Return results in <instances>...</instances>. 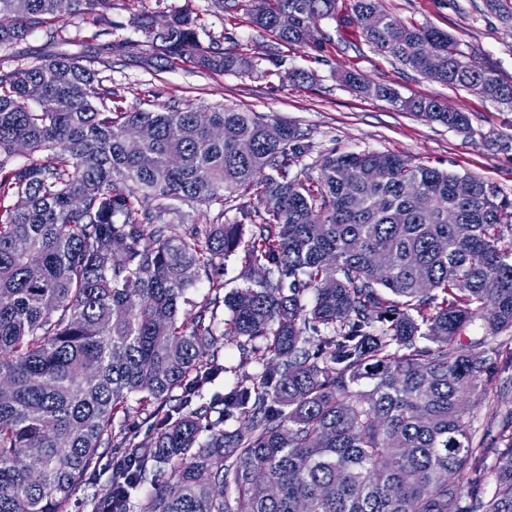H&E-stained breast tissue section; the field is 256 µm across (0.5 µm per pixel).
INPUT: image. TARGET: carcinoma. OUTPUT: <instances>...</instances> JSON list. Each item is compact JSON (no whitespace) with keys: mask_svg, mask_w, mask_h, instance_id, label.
<instances>
[{"mask_svg":"<svg viewBox=\"0 0 512 512\" xmlns=\"http://www.w3.org/2000/svg\"><path fill=\"white\" fill-rule=\"evenodd\" d=\"M336 3L251 0L250 20L302 45L309 27L336 19ZM111 9L0 0V49L50 19L110 25ZM373 11L386 19L379 31L364 23ZM350 19L402 65L512 110V75L470 68L450 34L406 25L382 0H352ZM139 30L127 50L147 67L248 66L204 46L186 11ZM111 55L98 43L0 75V512H68L114 443L123 466L90 495L93 512H130L146 482L139 512H512V434L489 450L468 412L498 352L489 340L512 332V204L480 179L394 153L328 156L317 185H303L288 178L304 152L291 125L224 106L109 107L94 63ZM345 82L450 128L469 124L438 100L353 72ZM143 126L151 138L135 134ZM21 146L38 159L13 163ZM344 166L356 172L347 185ZM251 188L253 285L223 296L213 286L227 323L206 308L179 321L200 272L218 271L242 238L238 224L169 234L171 201L222 206ZM477 321L487 335L463 352L457 341ZM241 338L262 369L223 407L173 416V392L219 369L209 348ZM133 398L157 405L146 446L114 428ZM490 451L491 493L481 478L464 488L460 474Z\"/></svg>","mask_w":512,"mask_h":512,"instance_id":"carcinoma-1","label":"carcinoma"}]
</instances>
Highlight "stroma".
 Returning <instances> with one entry per match:
<instances>
[{
	"instance_id": "1",
	"label": "stroma",
	"mask_w": 512,
	"mask_h": 512,
	"mask_svg": "<svg viewBox=\"0 0 512 512\" xmlns=\"http://www.w3.org/2000/svg\"><path fill=\"white\" fill-rule=\"evenodd\" d=\"M250 0H112L114 26L109 41L138 40L135 22L144 14L164 22L175 10H188L196 21L200 41L243 57L241 73L214 74L184 64L156 71L130 54H113L100 75L126 108L158 109L192 102L224 105L264 115L271 122L297 127L306 153L288 170L289 178L316 184L326 156L382 152L407 157L461 176H473L492 186L499 198L512 202V148L499 144L512 135V110L471 92L449 87L401 65L368 44L350 22V0H338L336 20L316 24L305 45H287L258 33L249 20ZM385 10L406 24L429 25L456 37L470 60L490 63L512 74V0H383ZM93 28L81 19L40 29L9 50L0 51V73L39 57L80 51ZM355 72L395 88L406 98H433L469 118L459 130L426 120L390 102L354 91L343 81ZM257 201L240 192L224 205L179 204L170 215L172 231L185 236L208 224L246 223ZM220 373L210 376L198 392L176 390L188 409L220 403L240 377L251 372L242 363L238 345L218 350ZM512 389V344L502 345L492 375L482 382L470 408L477 435H498L512 405L497 396Z\"/></svg>"
}]
</instances>
